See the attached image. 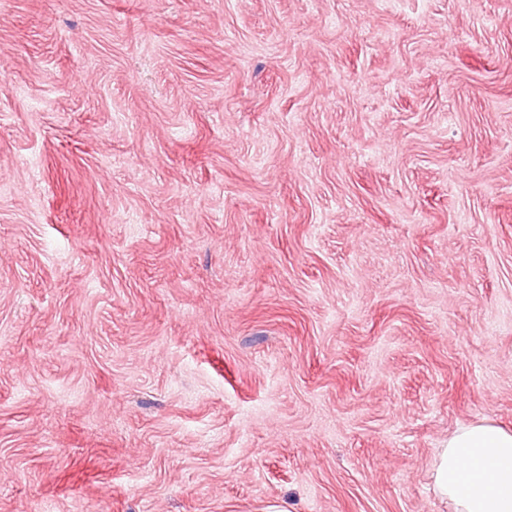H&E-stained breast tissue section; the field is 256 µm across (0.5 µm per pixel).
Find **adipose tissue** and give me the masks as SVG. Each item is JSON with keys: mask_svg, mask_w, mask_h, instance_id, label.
<instances>
[{"mask_svg": "<svg viewBox=\"0 0 512 512\" xmlns=\"http://www.w3.org/2000/svg\"><path fill=\"white\" fill-rule=\"evenodd\" d=\"M432 477L453 512H512V431L488 419L459 426L437 448Z\"/></svg>", "mask_w": 512, "mask_h": 512, "instance_id": "ef3b65f1", "label": "adipose tissue"}]
</instances>
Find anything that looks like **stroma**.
I'll list each match as a JSON object with an SVG mask.
<instances>
[{"label": "stroma", "mask_w": 512, "mask_h": 512, "mask_svg": "<svg viewBox=\"0 0 512 512\" xmlns=\"http://www.w3.org/2000/svg\"><path fill=\"white\" fill-rule=\"evenodd\" d=\"M512 428V0H0V512H451ZM478 462L488 468L464 473ZM432 477L453 512H512V431L488 419L459 426L436 449Z\"/></svg>", "instance_id": "35a3bbf8"}]
</instances>
